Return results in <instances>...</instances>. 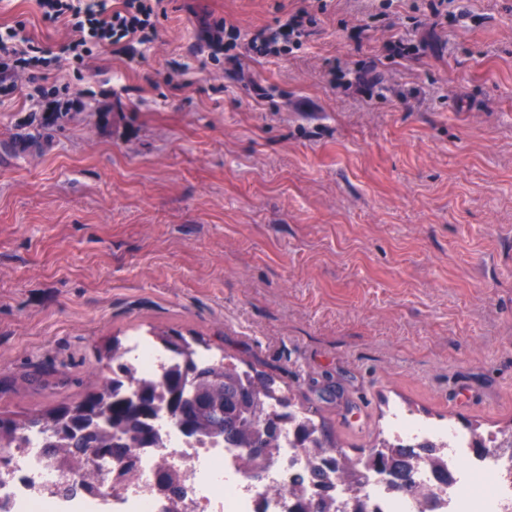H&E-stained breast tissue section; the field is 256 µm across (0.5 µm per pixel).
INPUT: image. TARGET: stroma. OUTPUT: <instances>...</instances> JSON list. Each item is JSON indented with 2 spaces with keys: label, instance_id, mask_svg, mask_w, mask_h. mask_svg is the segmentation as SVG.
<instances>
[{
  "label": "stroma",
  "instance_id": "obj_1",
  "mask_svg": "<svg viewBox=\"0 0 512 512\" xmlns=\"http://www.w3.org/2000/svg\"><path fill=\"white\" fill-rule=\"evenodd\" d=\"M427 3L170 0L138 61L110 46L19 74L0 414L80 399L113 340L177 330L271 375L353 459L395 411L512 430V0H441L436 22ZM301 10L313 35L243 57L240 81L195 50L201 20L245 35ZM18 25L54 50L71 35L0 0ZM398 38L428 47L394 57Z\"/></svg>",
  "mask_w": 512,
  "mask_h": 512
}]
</instances>
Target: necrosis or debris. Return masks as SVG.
Wrapping results in <instances>:
<instances>
[{"label":"necrosis or debris","mask_w":512,"mask_h":512,"mask_svg":"<svg viewBox=\"0 0 512 512\" xmlns=\"http://www.w3.org/2000/svg\"><path fill=\"white\" fill-rule=\"evenodd\" d=\"M152 425L158 446L137 449L134 471H103L91 489L78 473L45 455L49 435L27 432L25 446L12 449L8 470L0 472V512H291L299 497H349L334 472L312 478L309 458L291 430L282 431L276 462L266 468L262 485L240 466V448L224 438L186 435L165 413ZM393 436L411 446H436L434 457L411 460L423 491L406 495L391 475L362 471L365 512H512L511 451L493 447L478 456L470 431L426 429L404 419ZM164 469L176 473L180 495L158 484ZM439 470L450 474L449 483L437 481Z\"/></svg>","instance_id":"obj_1"}]
</instances>
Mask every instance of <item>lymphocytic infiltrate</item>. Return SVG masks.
I'll use <instances>...</instances> for the list:
<instances>
[{
  "mask_svg": "<svg viewBox=\"0 0 512 512\" xmlns=\"http://www.w3.org/2000/svg\"><path fill=\"white\" fill-rule=\"evenodd\" d=\"M45 21L54 23L69 18L75 33L73 39L52 52L32 44L20 45L16 30L0 35V95L13 94L16 76L32 68H49L59 59L83 63L93 50L122 42L144 43L156 34L155 19L164 0H125L122 9L108 11L104 0H90L78 4L77 0H38ZM313 19L307 12L291 15L275 28L265 27L252 34L248 45L260 56H281L301 46L307 28ZM240 34L225 22H206L200 30V39L213 62H224L225 77L234 79L242 71L241 56L237 54Z\"/></svg>",
  "mask_w": 512,
  "mask_h": 512,
  "instance_id": "lymphocytic-infiltrate-1",
  "label": "lymphocytic infiltrate"
}]
</instances>
